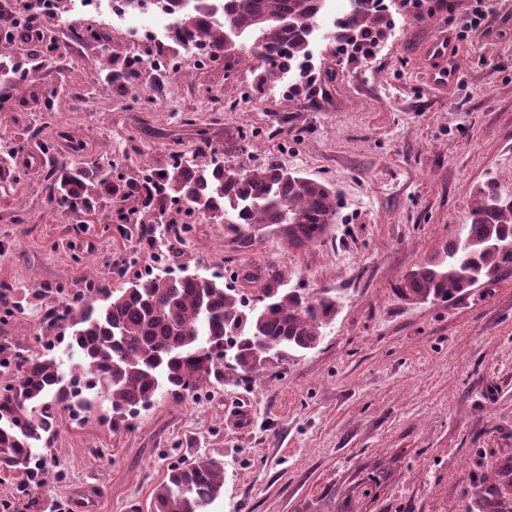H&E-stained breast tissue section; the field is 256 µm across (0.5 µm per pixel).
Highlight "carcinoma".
I'll return each instance as SVG.
<instances>
[{
    "mask_svg": "<svg viewBox=\"0 0 512 512\" xmlns=\"http://www.w3.org/2000/svg\"><path fill=\"white\" fill-rule=\"evenodd\" d=\"M351 10L336 15L329 38L336 43L374 46L392 26V17L378 0H350ZM164 9L182 13L177 40H200L211 58L239 49L236 39L253 38L249 47L265 82L292 64L310 58L309 45L319 29L326 0H224V16L214 0H165ZM76 40L92 37L101 45L102 71L138 92L137 75L115 69L108 40L92 30L72 32ZM14 43L0 44V74L20 73L28 87L35 69L14 68ZM46 178L53 200L72 212L88 211L97 201L125 196L134 187L146 194L137 220L141 234L157 223L153 181L112 175V166L59 161L53 142H40ZM16 148L0 146V174L13 170ZM161 187L186 200L216 224L238 231L242 248L249 247L252 228L274 226L289 245L303 247L321 241L338 218L336 190L324 183L283 169L273 158L251 170L226 166L216 158L207 166L181 160L156 173ZM512 269V199L498 196L488 181L470 207L465 235L446 243L432 258L410 270L397 293L412 302L450 301L474 286V280H496ZM261 306L224 289L218 277L195 272L181 277L138 276L120 288H104L89 278V301L65 311L49 306L40 318V339L51 342L57 328L70 352L83 358L84 374L100 387L112 405V430L126 426L127 417L153 405L160 394L175 399L222 385L238 375L265 369L255 358L259 347L278 361L314 348L336 317V298L325 292L309 299L288 287L285 273L272 263L256 270ZM20 285L0 284V309L9 312L22 293ZM217 346L227 360L207 358ZM10 376L0 392V465L19 466L41 488L49 479L41 466H31L35 450L55 434L57 415L72 406L85 409L78 379L65 386L55 358L20 357L0 347V376ZM224 490V463L199 456L191 463L175 462L153 494V512H211ZM468 512H512V456L497 460L479 478L476 501Z\"/></svg>",
    "mask_w": 512,
    "mask_h": 512,
    "instance_id": "cac0c4a2",
    "label": "carcinoma"
}]
</instances>
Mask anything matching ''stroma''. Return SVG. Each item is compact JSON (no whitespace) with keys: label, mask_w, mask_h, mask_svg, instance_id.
Returning <instances> with one entry per match:
<instances>
[{"label":"stroma","mask_w":512,"mask_h":512,"mask_svg":"<svg viewBox=\"0 0 512 512\" xmlns=\"http://www.w3.org/2000/svg\"><path fill=\"white\" fill-rule=\"evenodd\" d=\"M385 2L393 27L374 56L341 54L315 35V81L292 96L259 83L253 61L235 53L203 69L186 63L168 80L142 68L144 107L128 106L120 83L104 85L98 43L71 42L70 32L105 28L118 62L152 55L151 45L98 17L47 23L55 42L36 47L24 107L0 100V140L34 130L69 163L76 136L92 160L131 174L169 168L205 137L230 164L252 169L272 154L331 184L340 218L312 246L259 228L243 250L228 225H189L168 205L163 221L186 225L172 257L164 231L146 239L137 225L111 222L126 202L67 212L51 202L43 165L20 164L22 186L0 195V281L28 292L0 322V345L43 354L31 290H60L69 303L89 275L118 288L145 271L198 270L253 299L237 273L272 262L289 287L330 292L338 307L314 349L192 398L158 396L126 429L112 430L110 401L89 391L91 410L61 413L42 450L52 488L24 496L22 471L0 470V502L71 512L89 488L84 512H129L133 503L151 512L168 465L206 455L224 463L212 512H466L480 473L512 454V272L450 302L413 304L396 292L407 271L461 234L481 184L512 195V0H486L490 17L464 37L472 0L434 16ZM441 33L458 46L457 70L435 88L424 49ZM64 89L88 111L47 114L45 97ZM188 113L195 124L184 123Z\"/></svg>","instance_id":"obj_1"}]
</instances>
